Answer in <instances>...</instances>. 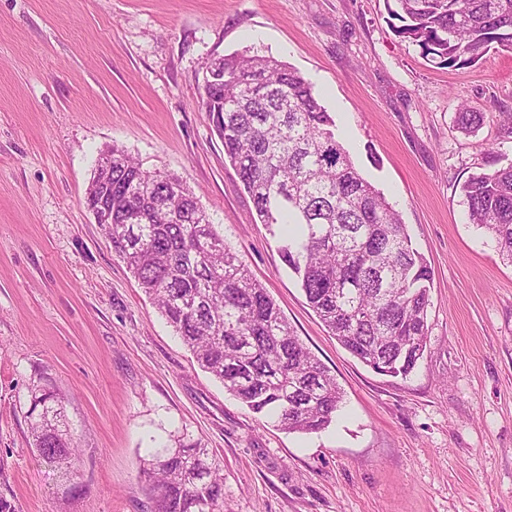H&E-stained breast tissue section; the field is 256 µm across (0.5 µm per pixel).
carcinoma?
<instances>
[{
  "label": "carcinoma",
  "instance_id": "carcinoma-1",
  "mask_svg": "<svg viewBox=\"0 0 512 512\" xmlns=\"http://www.w3.org/2000/svg\"><path fill=\"white\" fill-rule=\"evenodd\" d=\"M397 33L449 68L492 47L512 50V0H394ZM224 155L255 208L277 228L281 256L307 302L340 345L375 372L405 378L428 341L431 268L401 216L362 177L334 118L299 72L273 56L235 53L204 86ZM485 114L463 106L470 133ZM100 173L87 204L112 205L104 225L127 264L198 366L255 414L293 433L328 427L342 402L330 371L294 334L179 177L150 171L125 150ZM469 221L512 264V162L461 185ZM62 400L46 394L28 410L39 456L71 477L78 446L59 427ZM139 478L152 512H224V476L208 449L150 451Z\"/></svg>",
  "mask_w": 512,
  "mask_h": 512
}]
</instances>
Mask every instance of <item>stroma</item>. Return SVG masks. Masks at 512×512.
Masks as SVG:
<instances>
[{
	"instance_id": "35a3bbf8",
	"label": "stroma",
	"mask_w": 512,
	"mask_h": 512,
	"mask_svg": "<svg viewBox=\"0 0 512 512\" xmlns=\"http://www.w3.org/2000/svg\"><path fill=\"white\" fill-rule=\"evenodd\" d=\"M394 0H0V499L11 512H150L147 449L200 443L224 512H512V266L460 186L512 160V52L449 69L399 36ZM274 56L334 117L356 167L432 271L428 343L407 379L374 372L308 305L198 107L218 56ZM487 118L473 135L455 116ZM119 146L180 177L344 393L289 433L202 371L86 204ZM63 400L79 456L36 452L33 392Z\"/></svg>"
}]
</instances>
